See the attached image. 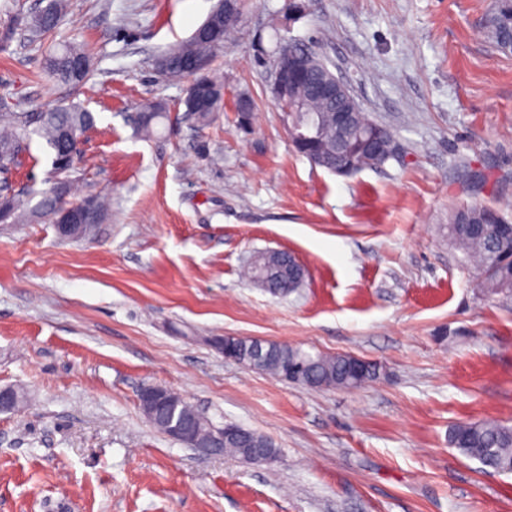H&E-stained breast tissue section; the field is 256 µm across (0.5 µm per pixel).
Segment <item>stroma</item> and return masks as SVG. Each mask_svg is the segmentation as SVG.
<instances>
[{
  "instance_id": "stroma-1",
  "label": "stroma",
  "mask_w": 512,
  "mask_h": 512,
  "mask_svg": "<svg viewBox=\"0 0 512 512\" xmlns=\"http://www.w3.org/2000/svg\"><path fill=\"white\" fill-rule=\"evenodd\" d=\"M42 43H0V97L18 112H93L72 169L34 139L10 180L21 211L107 198L79 240L41 219L0 223V512H512V474L449 442L453 427L512 426V296L486 295L448 242L475 202L512 217V55L487 36V0H244L209 67L224 108L180 109L187 80L157 59L215 0H71ZM299 39L395 134L380 169L338 176L296 152L258 48ZM89 49L80 89L43 67L47 48ZM253 98L248 128L234 104ZM161 103L152 135L126 115ZM282 250L305 270L281 298L242 278ZM346 353L386 374L311 389L225 359L218 338ZM182 395L218 426L270 439L269 465L203 456L144 418L142 385Z\"/></svg>"
}]
</instances>
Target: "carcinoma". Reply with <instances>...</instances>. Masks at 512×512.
<instances>
[{"mask_svg": "<svg viewBox=\"0 0 512 512\" xmlns=\"http://www.w3.org/2000/svg\"><path fill=\"white\" fill-rule=\"evenodd\" d=\"M68 6V0H48L40 11L13 20L12 27L3 33L7 40L16 29H22L36 42L49 35ZM512 23V0H492L486 18V29L494 44H499L498 32L503 25ZM236 26H223L220 38L206 44L198 33H193L183 45L171 49L160 58L157 69L165 77L187 78L193 91V98L205 100L208 105L194 107L197 121L208 124L213 114L223 109L224 85L208 74H191L183 67V60L196 54L213 56L234 31ZM45 69L62 84L78 89L93 75L90 54L69 43L60 44L45 57ZM327 69V64L316 53L305 57V66L294 72L295 95L304 101L296 121L305 125L317 116L322 125V137L312 140L300 149V153L318 155L331 167L342 165L352 159L361 168H378L389 161L383 153H368L361 147L364 138L376 130L381 141L394 139L391 130L369 117L364 110L355 114L357 135L346 153L331 150L330 142L336 134V113L328 105L310 96L309 87ZM166 117L165 107L146 104L129 116L128 121L138 133L152 134L157 123ZM95 124V116L80 104L67 107L49 108L43 112H14L0 99V174L5 175L20 163V156L26 152L33 137L45 140L47 146L59 156L72 150L71 136L82 135ZM469 223L458 222L453 214L448 222V241L460 248L476 264L478 286L489 295L512 294V235L501 230L498 222L500 211L485 203H475L464 208ZM291 256L284 251L275 256L262 257L248 266L249 279L257 278L260 269H277L288 264ZM293 370L292 381L311 388L353 389L373 382L383 374L381 365L369 362L358 373L348 367L347 356L311 355L287 344L275 342L271 351L263 354L261 370L277 379L288 378ZM451 442L463 455L478 460L484 467L496 472L512 467V427L495 421L467 422L456 426L451 433ZM275 455L277 449L264 436L245 428L224 440V453L253 461L257 450Z\"/></svg>", "mask_w": 512, "mask_h": 512, "instance_id": "obj_1", "label": "carcinoma"}]
</instances>
